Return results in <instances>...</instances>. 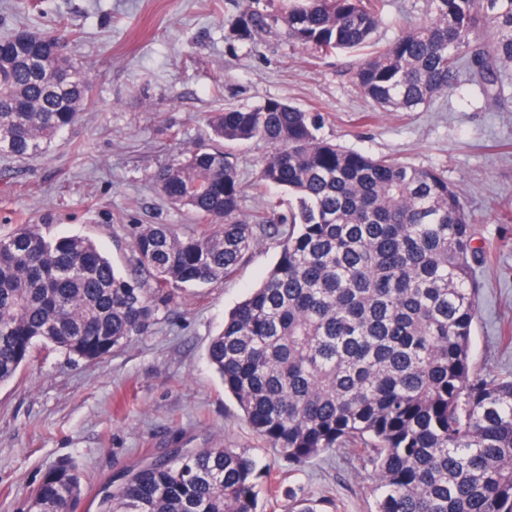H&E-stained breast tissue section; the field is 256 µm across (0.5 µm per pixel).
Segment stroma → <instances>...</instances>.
<instances>
[{
    "instance_id": "35a3bbf8",
    "label": "stroma",
    "mask_w": 512,
    "mask_h": 512,
    "mask_svg": "<svg viewBox=\"0 0 512 512\" xmlns=\"http://www.w3.org/2000/svg\"><path fill=\"white\" fill-rule=\"evenodd\" d=\"M0 0V37L66 23L71 56L93 88L79 122L46 155H0V235L17 224L92 238L118 268L131 258L125 227L195 218L155 190L152 175L180 150L209 142L206 115L284 100L320 117L321 136L350 149L444 172L460 192L482 250L470 359L478 373L512 377V101L486 105L465 85L429 109L377 112L353 83L357 56L318 54L272 27L238 40L242 0ZM426 0H388L375 34L384 47ZM279 248L265 240L225 281L183 292L156 325L93 364L37 347L0 386V512H27L30 490L62 458L103 482L172 448H239L270 471L285 512L289 494L328 495L336 512H367L360 461L327 454L298 468L250 430L206 359L224 315L257 287Z\"/></svg>"
}]
</instances>
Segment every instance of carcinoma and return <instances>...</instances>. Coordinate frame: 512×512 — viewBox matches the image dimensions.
<instances>
[{"label":"carcinoma","mask_w":512,"mask_h":512,"mask_svg":"<svg viewBox=\"0 0 512 512\" xmlns=\"http://www.w3.org/2000/svg\"><path fill=\"white\" fill-rule=\"evenodd\" d=\"M381 0H245L237 36L281 25L327 56L361 55L359 92L386 112L428 108L465 80L491 104L512 73V0H428L414 23L370 50ZM65 29L37 35L38 52L0 40V154L38 156L80 118L90 80ZM74 70V82L50 80ZM214 140L153 174L156 191L197 217L126 226L121 271L86 236L19 224L0 235V386L34 348L90 362L152 328L182 292L230 277L264 239L279 258L230 310L209 363L251 430L302 467L354 452L372 481L371 512H512V377L478 374L469 354L477 317V247L459 193L435 169L345 149L317 118L269 98L209 116ZM268 147L243 182L224 144ZM254 220L248 193L268 186ZM259 473L235 448L186 450L126 472L100 490L99 512H257ZM83 474L52 464L28 512H77Z\"/></svg>","instance_id":"obj_1"}]
</instances>
